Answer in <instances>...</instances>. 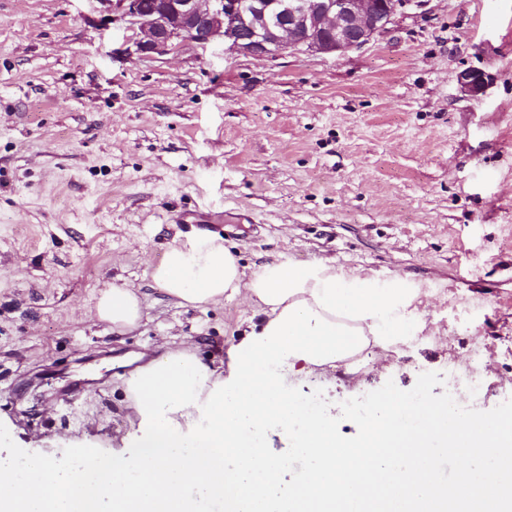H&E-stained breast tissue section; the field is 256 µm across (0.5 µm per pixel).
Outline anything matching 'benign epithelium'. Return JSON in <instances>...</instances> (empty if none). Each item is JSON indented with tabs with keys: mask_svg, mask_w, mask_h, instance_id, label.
<instances>
[{
	"mask_svg": "<svg viewBox=\"0 0 512 512\" xmlns=\"http://www.w3.org/2000/svg\"><path fill=\"white\" fill-rule=\"evenodd\" d=\"M130 32V52L163 55L184 42L205 47L220 38L239 55L284 52L344 56L391 30L395 17L423 0H98ZM472 97L488 81L479 69L458 76Z\"/></svg>",
	"mask_w": 512,
	"mask_h": 512,
	"instance_id": "7a95c632",
	"label": "benign epithelium"
}]
</instances>
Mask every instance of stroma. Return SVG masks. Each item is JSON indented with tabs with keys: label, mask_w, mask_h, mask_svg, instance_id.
Segmentation results:
<instances>
[{
	"label": "stroma",
	"mask_w": 512,
	"mask_h": 512,
	"mask_svg": "<svg viewBox=\"0 0 512 512\" xmlns=\"http://www.w3.org/2000/svg\"><path fill=\"white\" fill-rule=\"evenodd\" d=\"M127 39L98 0H0V447L122 450L134 355L188 341L227 362L251 310L181 308L150 279L199 233L250 270L399 277L435 312L359 375L288 380L339 437L424 382L464 414L512 412V0H425L342 57L218 40L141 58ZM469 68L489 79L477 99L457 82ZM113 284L146 293L125 334L94 316ZM261 441L288 489L307 466L293 437L272 424Z\"/></svg>",
	"instance_id": "stroma-1"
}]
</instances>
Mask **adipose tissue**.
<instances>
[{"instance_id": "adipose-tissue-1", "label": "adipose tissue", "mask_w": 512, "mask_h": 512, "mask_svg": "<svg viewBox=\"0 0 512 512\" xmlns=\"http://www.w3.org/2000/svg\"><path fill=\"white\" fill-rule=\"evenodd\" d=\"M150 278L178 306L237 299L261 322L244 330L225 367L186 343L138 355L123 381L144 427L133 455H0V512H201L205 501L221 512H271L279 466L261 435L272 423L293 434L308 463L288 495L292 512H347L355 502L359 512H512V413L463 415L425 394L388 392L346 441L283 392L287 373L350 367L420 335L419 289L332 260L275 259L249 273L209 235L170 245ZM144 309L140 289L113 286L100 293L96 317L122 332ZM443 455L456 464L445 482L436 475Z\"/></svg>"}]
</instances>
